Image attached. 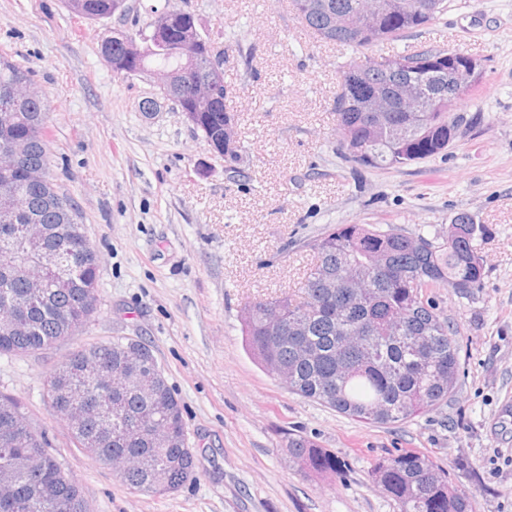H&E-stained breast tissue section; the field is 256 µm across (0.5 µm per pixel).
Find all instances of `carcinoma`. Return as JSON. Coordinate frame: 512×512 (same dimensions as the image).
I'll use <instances>...</instances> for the list:
<instances>
[{
    "label": "carcinoma",
    "instance_id": "1",
    "mask_svg": "<svg viewBox=\"0 0 512 512\" xmlns=\"http://www.w3.org/2000/svg\"><path fill=\"white\" fill-rule=\"evenodd\" d=\"M411 2L419 8L383 16L376 31L358 40L342 27L329 29L322 5L345 15L364 0H292L307 31L356 53L339 68L336 102L342 107L334 108L337 151L354 170L411 165L441 154L456 137L457 123L448 122V59L454 49L393 55L412 63L410 76L424 91L440 96L436 111L403 138L389 139L353 106L362 88L391 80L385 62L361 54L432 24L447 9V0ZM65 3L88 20L110 17L118 6V0ZM137 65L146 72H166L167 94L175 101L187 84H208L212 77L201 54L190 59L172 50L149 49ZM22 83H34L32 72L0 54V89ZM49 123L41 95L15 100L9 118L0 111V148L24 143L29 162L27 168L0 167V182L16 190L12 221L0 223V354L47 349L82 327L96 309L98 258L86 236L74 233L70 199L49 177L37 186L30 183L29 168L50 170ZM197 124L206 142L223 140L224 103L215 112L198 113ZM30 224L44 225L49 235L28 243ZM486 232L464 212L452 219L442 240L409 235L393 224H331L305 244L316 254V263L295 290L259 297L244 308L246 346L268 372L288 375L289 391L340 413L387 424L427 411L448 399L460 367L455 332L438 313L436 290L465 294L479 287L485 266L473 240ZM44 247L62 252L76 266L66 280L45 271L46 287L37 290L16 269ZM104 362L136 370L154 366L156 359L141 341L118 338L90 345L59 363L48 396L65 394L74 410L92 403L111 414V423L90 424L72 435L98 461L120 459L117 476L123 484L152 495L177 490L200 465L187 444L178 399L162 374L144 389L133 384L109 397L88 380V373ZM8 420L26 426L19 403L0 396V426ZM135 426L140 432H134ZM156 427L169 432L163 444L150 437ZM286 454L309 473L340 471L328 449L300 434H288ZM4 461L21 470L14 483L17 507L0 503V512H55L57 504L65 512H86L79 487L48 452L43 435L31 429L11 443L0 442V463ZM371 475L399 512H472L465 491L422 453L381 457Z\"/></svg>",
    "mask_w": 512,
    "mask_h": 512
}]
</instances>
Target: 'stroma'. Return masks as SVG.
Masks as SVG:
<instances>
[{
  "mask_svg": "<svg viewBox=\"0 0 512 512\" xmlns=\"http://www.w3.org/2000/svg\"><path fill=\"white\" fill-rule=\"evenodd\" d=\"M129 12L89 21L64 0H0V54L34 73L51 113V177L73 202L98 255V304L64 342L0 355V395L78 484L87 512H399L370 478L375 460L430 456L469 495L473 512H512V0H448L433 24L371 51L375 60L424 47L458 48L485 78L457 112L442 154L353 174L336 152L338 70L351 48L314 38L290 0H128ZM187 5L226 53L245 147L230 178L144 75L118 77L103 35L152 19L148 6ZM236 36L241 49L231 48ZM469 213L489 233L479 288L440 290L456 330L460 370L446 401L387 425L291 393L246 351L247 301L300 281L315 262L306 241L330 224H394L439 237ZM115 338L150 345L201 461L177 491L147 495L91 459L52 409L47 382L60 361ZM296 433L327 448L336 474L316 476L283 449Z\"/></svg>",
  "mask_w": 512,
  "mask_h": 512,
  "instance_id": "35a3bbf8",
  "label": "stroma"
}]
</instances>
